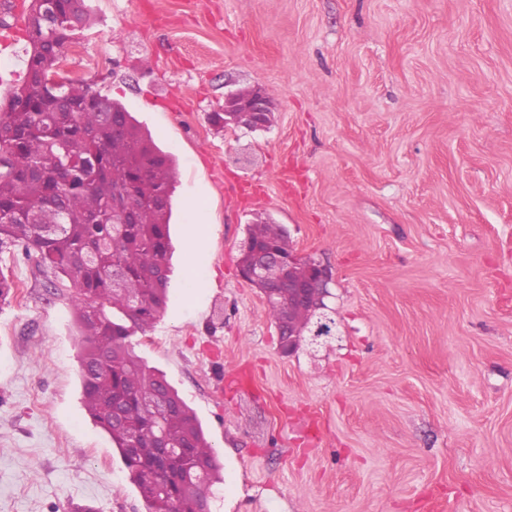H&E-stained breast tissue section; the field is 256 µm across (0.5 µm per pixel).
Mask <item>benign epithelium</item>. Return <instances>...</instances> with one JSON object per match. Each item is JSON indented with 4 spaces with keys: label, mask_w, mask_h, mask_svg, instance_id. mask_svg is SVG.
<instances>
[{
    "label": "benign epithelium",
    "mask_w": 512,
    "mask_h": 512,
    "mask_svg": "<svg viewBox=\"0 0 512 512\" xmlns=\"http://www.w3.org/2000/svg\"><path fill=\"white\" fill-rule=\"evenodd\" d=\"M224 127H246L262 129L268 126L272 112V102L266 92L259 87L236 90L224 97ZM276 263L288 273V281L283 289L267 291L264 298L269 300L275 295L280 298L279 314L276 320L278 336L282 348L288 353L295 352L304 341L316 342V336H309L308 323L301 314L312 316L322 307V300L327 296L329 275L325 268L312 260H304L292 251L280 253L256 250L249 262L240 264V273L248 281L258 282L263 277L264 267Z\"/></svg>",
    "instance_id": "1"
}]
</instances>
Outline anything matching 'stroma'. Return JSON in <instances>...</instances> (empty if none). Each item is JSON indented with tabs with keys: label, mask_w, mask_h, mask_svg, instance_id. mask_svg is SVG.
<instances>
[{
	"label": "stroma",
	"mask_w": 512,
	"mask_h": 512,
	"mask_svg": "<svg viewBox=\"0 0 512 512\" xmlns=\"http://www.w3.org/2000/svg\"><path fill=\"white\" fill-rule=\"evenodd\" d=\"M66 69L176 161L167 307L131 338L201 421L214 512H512V0H87ZM257 86L267 128L208 116ZM325 267L283 354L251 225ZM0 304V512H146L80 394L73 290ZM287 232L278 224H254L249 229L246 246L252 251L255 247L264 249H282L287 247Z\"/></svg>",
	"instance_id": "1"
}]
</instances>
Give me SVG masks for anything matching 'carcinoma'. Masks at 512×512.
I'll return each instance as SVG.
<instances>
[{"instance_id":"cac0c4a2","label":"carcinoma","mask_w":512,"mask_h":512,"mask_svg":"<svg viewBox=\"0 0 512 512\" xmlns=\"http://www.w3.org/2000/svg\"><path fill=\"white\" fill-rule=\"evenodd\" d=\"M87 6L55 0V12L25 26L29 54L52 68L87 21ZM81 106L92 86L71 81L56 91L29 75L10 91L0 112V259L21 248L60 284L74 288L85 336L79 357L86 409L112 440L147 512H196L220 481L214 449L194 411L166 377L149 367L130 342L164 310L173 274L170 222L173 159L124 105L98 94L102 106L61 120L57 96ZM129 213H112L116 199ZM287 232L254 224L249 249H282ZM317 335L335 336L336 320L321 310ZM124 418L112 420V407ZM166 434L182 454L167 462ZM207 464L205 475L194 468Z\"/></svg>"}]
</instances>
